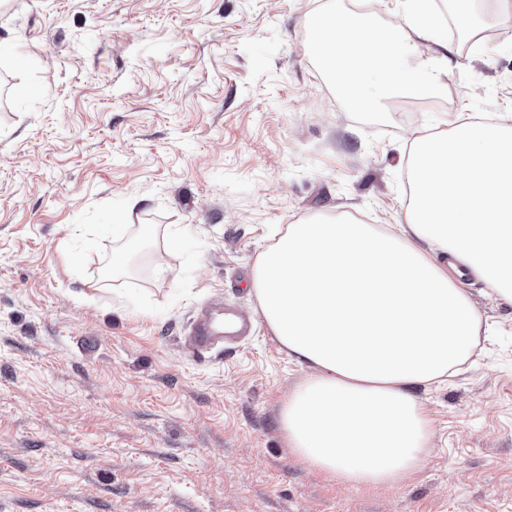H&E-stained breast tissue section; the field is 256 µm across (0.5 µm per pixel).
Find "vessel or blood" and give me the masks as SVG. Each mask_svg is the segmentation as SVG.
I'll use <instances>...</instances> for the list:
<instances>
[{"mask_svg": "<svg viewBox=\"0 0 512 512\" xmlns=\"http://www.w3.org/2000/svg\"><path fill=\"white\" fill-rule=\"evenodd\" d=\"M251 325L247 319L216 304L200 312L183 338L185 348L200 356L217 345L248 335Z\"/></svg>", "mask_w": 512, "mask_h": 512, "instance_id": "obj_1", "label": "vessel or blood"}]
</instances>
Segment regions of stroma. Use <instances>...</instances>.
Returning a JSON list of instances; mask_svg holds the SVG:
<instances>
[{"mask_svg": "<svg viewBox=\"0 0 512 512\" xmlns=\"http://www.w3.org/2000/svg\"><path fill=\"white\" fill-rule=\"evenodd\" d=\"M477 5L468 28L431 2L447 97L359 112L312 17L394 34L407 0H0V512H512V300L462 278L496 329L487 354L417 390L420 471L348 488L288 449L280 405L308 370L251 287L288 225L396 230L415 137L461 113L512 121V21ZM123 210L142 243L109 276ZM218 298L253 335L185 356Z\"/></svg>", "mask_w": 512, "mask_h": 512, "instance_id": "35a3bbf8", "label": "stroma"}]
</instances>
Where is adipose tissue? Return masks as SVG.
<instances>
[{
  "label": "adipose tissue",
  "instance_id": "obj_1",
  "mask_svg": "<svg viewBox=\"0 0 512 512\" xmlns=\"http://www.w3.org/2000/svg\"><path fill=\"white\" fill-rule=\"evenodd\" d=\"M313 25L319 60L356 108L373 109L371 78L383 97L446 86L437 51L411 66L398 37L332 10ZM408 162L400 233L350 218L292 224L255 264L269 330L309 369L281 405L289 450L348 487L391 489L422 469L433 428L414 390L460 372L488 333L442 257L512 298V126L455 120L415 139Z\"/></svg>",
  "mask_w": 512,
  "mask_h": 512
}]
</instances>
